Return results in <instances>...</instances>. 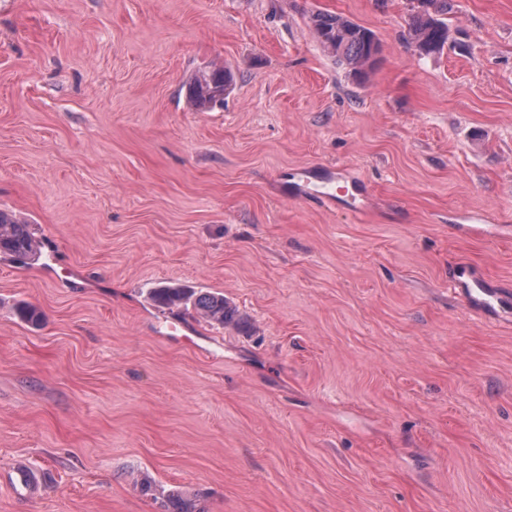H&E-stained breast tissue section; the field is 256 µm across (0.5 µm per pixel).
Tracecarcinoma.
<instances>
[{"label":"carcinoma","instance_id":"carcinoma-1","mask_svg":"<svg viewBox=\"0 0 512 512\" xmlns=\"http://www.w3.org/2000/svg\"><path fill=\"white\" fill-rule=\"evenodd\" d=\"M417 10L410 23V39L421 56L436 54L448 44V24L441 16L448 14L449 0H417ZM314 28L323 46L349 69L350 74L364 78L374 68L378 40L373 31L342 16L319 13ZM229 76L224 65L214 64L196 76L189 86L188 101L197 108H205L223 99ZM0 255L27 264L39 259L40 241L31 225L17 220L0 209ZM152 298L168 310H179L193 304L201 317L215 326L238 324L235 309L224 296L212 293L194 295L180 285H163L153 289ZM162 512H198L178 492L167 494L161 504Z\"/></svg>","mask_w":512,"mask_h":512}]
</instances>
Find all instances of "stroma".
Instances as JSON below:
<instances>
[{
    "mask_svg": "<svg viewBox=\"0 0 512 512\" xmlns=\"http://www.w3.org/2000/svg\"><path fill=\"white\" fill-rule=\"evenodd\" d=\"M412 6L0 0V209L41 241L0 257V512H512V305L448 287L465 261L512 297V0H452L431 57ZM320 12L377 35L367 81ZM331 165L363 218L291 196ZM229 76L223 64H214L196 76L189 86L188 101L196 109L205 108L223 99ZM152 298L160 307L172 311L191 303L201 317L211 325L224 328L226 324L239 323L235 309L224 299V295L203 293L194 298L189 288L181 285H163L153 289Z\"/></svg>",
    "mask_w": 512,
    "mask_h": 512,
    "instance_id": "stroma-1",
    "label": "stroma"
}]
</instances>
